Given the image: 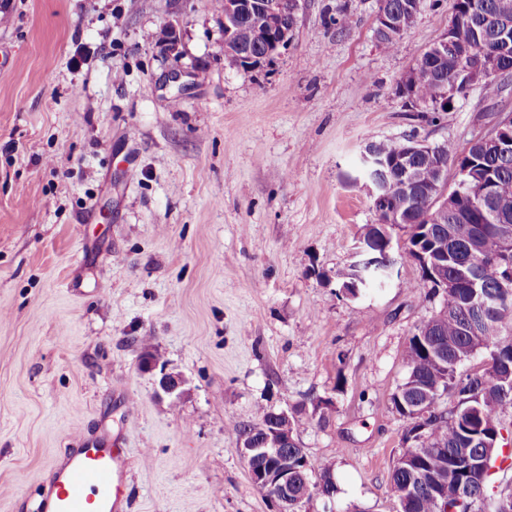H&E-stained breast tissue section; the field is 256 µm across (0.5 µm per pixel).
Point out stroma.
<instances>
[{
    "mask_svg": "<svg viewBox=\"0 0 512 512\" xmlns=\"http://www.w3.org/2000/svg\"><path fill=\"white\" fill-rule=\"evenodd\" d=\"M454 5L420 0L389 50L377 0H298L288 47L242 68L224 0H0V512H34L102 429L127 439L129 512H275L237 431L282 410L340 489L302 512H397L391 397L441 298L403 225L386 287L352 298L340 274L377 221L366 145L463 148L512 110V85L407 110ZM164 369L183 396H158Z\"/></svg>",
    "mask_w": 512,
    "mask_h": 512,
    "instance_id": "stroma-1",
    "label": "stroma"
}]
</instances>
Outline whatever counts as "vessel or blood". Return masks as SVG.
Instances as JSON below:
<instances>
[{
    "label": "vessel or blood",
    "instance_id": "1",
    "mask_svg": "<svg viewBox=\"0 0 512 512\" xmlns=\"http://www.w3.org/2000/svg\"><path fill=\"white\" fill-rule=\"evenodd\" d=\"M128 457L124 438L105 432L54 461L43 512H128Z\"/></svg>",
    "mask_w": 512,
    "mask_h": 512
}]
</instances>
